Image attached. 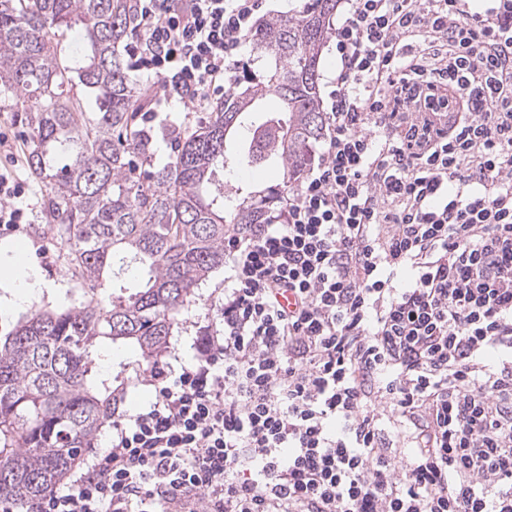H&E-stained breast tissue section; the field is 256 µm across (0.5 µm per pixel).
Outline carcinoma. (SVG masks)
Wrapping results in <instances>:
<instances>
[{"label":"carcinoma","instance_id":"cac0c4a2","mask_svg":"<svg viewBox=\"0 0 512 512\" xmlns=\"http://www.w3.org/2000/svg\"><path fill=\"white\" fill-rule=\"evenodd\" d=\"M338 3L311 0L262 24L241 88L191 133L159 127L177 155L146 185L135 171L153 166L156 131L137 119L153 96L123 52L134 0H0V99L30 130L45 217L82 276L112 280L79 306L31 308L0 339V501L21 512L60 486L117 414L120 390L91 387L94 344L130 343L158 364L176 315L224 263L227 225L265 223L298 184L324 133L320 66ZM76 24L86 51L63 62L60 37ZM54 154L69 162L52 165ZM261 164L280 167L282 182L250 191L216 179L220 168Z\"/></svg>","mask_w":512,"mask_h":512}]
</instances>
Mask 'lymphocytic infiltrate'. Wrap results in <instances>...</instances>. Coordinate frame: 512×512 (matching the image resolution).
<instances>
[{
	"label": "lymphocytic infiltrate",
	"mask_w": 512,
	"mask_h": 512,
	"mask_svg": "<svg viewBox=\"0 0 512 512\" xmlns=\"http://www.w3.org/2000/svg\"><path fill=\"white\" fill-rule=\"evenodd\" d=\"M266 0H136L205 111ZM321 150L224 236L219 329L32 512H512V0H348ZM0 168V232L26 218Z\"/></svg>",
	"instance_id": "obj_1"
}]
</instances>
